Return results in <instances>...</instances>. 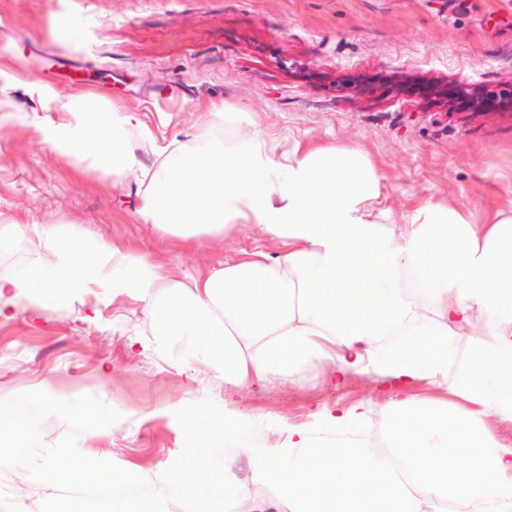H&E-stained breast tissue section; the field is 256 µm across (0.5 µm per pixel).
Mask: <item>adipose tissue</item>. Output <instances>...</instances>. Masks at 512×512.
Returning a JSON list of instances; mask_svg holds the SVG:
<instances>
[{
  "label": "adipose tissue",
  "mask_w": 512,
  "mask_h": 512,
  "mask_svg": "<svg viewBox=\"0 0 512 512\" xmlns=\"http://www.w3.org/2000/svg\"><path fill=\"white\" fill-rule=\"evenodd\" d=\"M59 118H35L40 139L76 168L134 175L145 228L177 244L256 229L277 255L245 251L206 273L155 266L119 241H88L67 224L0 217V242L28 244L24 266L0 276V321L16 298L32 309L53 298L103 294L142 307L156 321L132 348L193 361L225 388L301 383L304 373L344 385L349 376L388 378L394 396H369L273 417L262 450L247 449L254 417L228 401L220 414L182 411L188 467L167 485L129 498L135 463L115 467L93 446L53 448L36 462L19 452L21 431L0 417V465L29 464L44 489L118 488L113 512H168L166 491L251 512H512V209L477 224L440 202L407 223L376 212L380 178L366 155L331 145L274 155L259 137L228 140L203 127L187 142L157 146L132 112L72 98ZM153 155L145 164L142 154ZM16 403L88 421L101 407L62 397L53 376L15 392ZM236 445L249 469L225 459Z\"/></svg>",
  "instance_id": "obj_1"
}]
</instances>
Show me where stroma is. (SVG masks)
I'll use <instances>...</instances> for the list:
<instances>
[{"mask_svg":"<svg viewBox=\"0 0 512 512\" xmlns=\"http://www.w3.org/2000/svg\"><path fill=\"white\" fill-rule=\"evenodd\" d=\"M459 80H512V0H0V213L72 224L194 274L261 244L248 229L173 243L138 223L133 178L75 174L33 119L84 96L138 113L162 145L191 140L220 105L229 119L215 132L227 139L257 135L278 154L357 148L381 177L378 207L391 223L433 201L482 224L512 207V109L457 110L401 88ZM152 333L129 303L83 294L36 316L18 301L16 317L0 322V406L53 374L78 402L111 408L97 448L166 472L187 445L181 418L157 409L220 411L224 395L198 365L128 351L129 338ZM377 392L361 377L339 392L312 373L300 385L253 384L235 399L259 418L299 417ZM39 415L55 428L41 447L87 445L81 420Z\"/></svg>","mask_w":512,"mask_h":512,"instance_id":"1","label":"stroma"}]
</instances>
